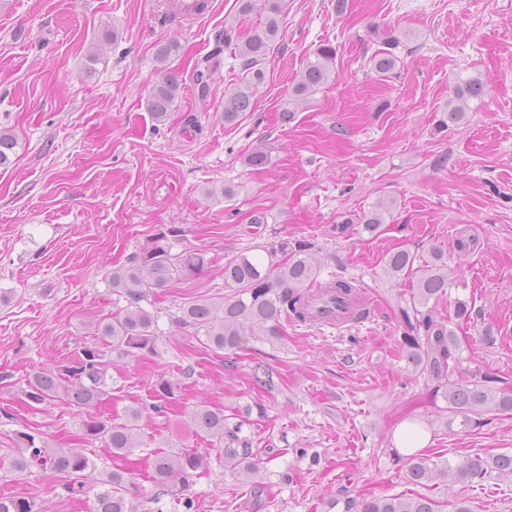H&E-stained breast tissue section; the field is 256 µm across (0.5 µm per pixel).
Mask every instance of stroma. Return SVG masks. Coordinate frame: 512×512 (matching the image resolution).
<instances>
[{
	"instance_id": "35a3bbf8",
	"label": "stroma",
	"mask_w": 512,
	"mask_h": 512,
	"mask_svg": "<svg viewBox=\"0 0 512 512\" xmlns=\"http://www.w3.org/2000/svg\"><path fill=\"white\" fill-rule=\"evenodd\" d=\"M283 6L268 79L252 112L228 125L224 91L241 78V59L225 48L204 100L194 66L218 31L232 26L248 36L263 14L240 17L236 0H209L189 21L177 0H0V132L18 142L12 163L0 167V463L26 426L43 433L48 449L68 446L79 408H27L25 384L77 342L96 339L97 322L116 308L113 271L176 226L183 234L169 237L172 252L198 248L208 264L156 298L159 352L115 360L106 401L115 418L142 408L146 445L122 461L98 443L87 450L99 470L139 469L142 512H340L332 502L342 493L427 496L440 512L460 501L472 512H512V482L421 485L394 464L392 431L405 417L431 434L427 457L456 463L512 454V413L466 432L447 427L444 399L399 344L395 311L410 283L383 273L386 252L439 248L450 298L473 308L465 324L450 299L436 305L461 342L454 379L479 369L512 385V0H349L343 14L336 0ZM380 36L401 40L384 82L368 67ZM166 41L180 49L163 65L156 51ZM324 42L337 50L335 78L282 123L294 78ZM167 71L181 92L159 122L147 99ZM466 77L486 81L485 95L461 122L438 130ZM188 113L199 131L184 132ZM262 142L273 162L255 170L247 156ZM225 186L234 187L232 199L220 195ZM381 196L397 206L373 238L355 220ZM256 212L267 217L263 239L321 248V279L361 281L374 323L322 333L288 319L274 343L244 340L231 364L176 327L182 305L224 294V265L251 243ZM346 220L348 232L333 234ZM259 361L272 370L274 389L257 383ZM162 380L176 385L179 402L165 416L150 408ZM202 402L239 423L262 459L261 506L193 431L188 415ZM157 449L202 456L184 492L192 508L152 483ZM62 483L49 470L21 481L6 473L0 495L35 500L44 512H89Z\"/></svg>"
}]
</instances>
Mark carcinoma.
<instances>
[{
    "label": "carcinoma",
    "mask_w": 512,
    "mask_h": 512,
    "mask_svg": "<svg viewBox=\"0 0 512 512\" xmlns=\"http://www.w3.org/2000/svg\"><path fill=\"white\" fill-rule=\"evenodd\" d=\"M281 2L236 0L240 16L263 12L265 21L243 40L236 39L230 30L216 35L214 49L202 60L203 69L211 76L217 70L211 62L217 61L224 47L235 45L242 59L241 79L224 90L226 124L237 123L243 113L252 110L256 91L267 80L266 60L280 31ZM382 44L370 57L369 64L383 78L393 74L397 67L399 57L395 50L400 40L385 38ZM335 66L336 47L330 43L319 45L304 62L292 86L281 110L282 121L288 123L296 118L301 105L336 73ZM485 88L486 82L480 78L460 79L455 100L447 104L438 125L446 128L448 123L461 120L469 102L480 98ZM179 89L177 79L169 74L153 88L147 107L156 121L166 119ZM16 146L12 134L0 132V166L10 164ZM271 163L272 151L267 146L256 148L247 159V164L258 170ZM395 206L394 199L382 198L363 211L357 223L364 232L375 235ZM165 239L166 235H161L152 246L133 253L125 267L112 272V293L124 298L126 306L116 308L110 317L98 323L102 343L79 344L73 360L27 381L23 394L28 405L47 407L63 400L77 407L93 408L110 394L111 356L136 358L157 353L158 315L142 306V302L180 275L199 271L207 264L203 251L186 248L174 253L164 243ZM321 268L322 258L310 242L276 237L249 245L224 265V287L230 289V294L215 301L209 298L188 303L179 308L176 323L188 329L201 347L216 355L234 354L245 336L261 341L277 339L281 336V319L303 318V291L317 282ZM384 272L397 279L405 275L415 277L409 299L397 306L400 344L413 366L428 374L435 383V391L442 392L448 414L446 426L456 423L467 428L481 424L486 414L512 413V391L496 386L500 379L475 373L466 381L451 380L453 364L459 361L461 342L430 307V302L448 294L451 285L443 253L435 248L426 260L408 250L391 252L384 258ZM324 287L348 295L361 284L353 278L336 275L324 282ZM171 394L172 384H161L156 401L151 404L152 410L166 413ZM189 418L200 438L212 445H224V465L243 475L251 484L250 494L258 496L263 491V483L255 480L260 459L253 451L252 442L239 436L241 425L227 423L224 410L208 405L195 407ZM140 419L139 408L127 410L125 418L118 422L89 413L75 435L77 446L56 450L48 449L41 433L19 430L15 432L17 448L9 468L18 477H28L37 470L61 475L67 494L92 501L91 512H139L137 498L132 493L135 473L128 469L113 470L107 478H99L97 465L86 455L84 446L102 442L112 455L124 458L143 445ZM393 457L398 463L407 462V477L415 484L441 479L481 486L490 480H512L509 454L477 453L456 464L447 459L433 461L416 455L404 458L395 453ZM201 465L202 457L196 454L157 451L152 459L154 483L162 493L177 498ZM341 502L343 512H438L439 507L436 500L427 496L372 498L361 502L343 498ZM0 512L40 510L35 501L24 497H0Z\"/></svg>",
    "instance_id": "carcinoma-1"
}]
</instances>
